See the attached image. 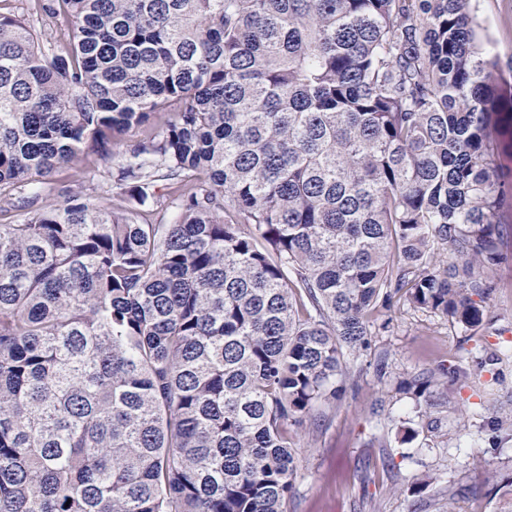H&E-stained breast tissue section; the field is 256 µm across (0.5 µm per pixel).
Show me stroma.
Instances as JSON below:
<instances>
[{
    "label": "stroma",
    "mask_w": 512,
    "mask_h": 512,
    "mask_svg": "<svg viewBox=\"0 0 512 512\" xmlns=\"http://www.w3.org/2000/svg\"><path fill=\"white\" fill-rule=\"evenodd\" d=\"M472 6L488 49L501 63L511 61L512 0H473ZM0 12L25 18L44 39L67 38L62 18L34 10L31 0H0ZM139 138L130 133L109 159L81 154L75 166L48 177L47 194L80 187L92 202L112 204V173L126 144ZM504 221L490 323L472 336L402 306L377 316L370 349L349 363L353 384L322 408L317 423L293 431L298 474L288 512H512V434L494 425L497 411L512 407V211ZM471 350L486 358L484 368L472 364ZM382 360L387 368L380 378ZM451 362L460 373L441 397V430L402 442L403 421L420 410L401 383ZM427 472L436 480L424 487L419 479Z\"/></svg>",
    "instance_id": "obj_1"
}]
</instances>
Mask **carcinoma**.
Here are the masks:
<instances>
[{
	"mask_svg": "<svg viewBox=\"0 0 512 512\" xmlns=\"http://www.w3.org/2000/svg\"><path fill=\"white\" fill-rule=\"evenodd\" d=\"M0 13V512H288L291 430L343 392L373 313L476 335L502 260L512 69L472 0H35ZM112 189L11 219L103 158ZM448 251L439 261L435 250ZM423 369L403 390L438 430ZM32 0H0V12L20 16L26 19L30 28L43 39H55L61 42L68 39L64 31L62 18L51 14L36 12ZM140 138H143L140 131L130 133L123 144L112 149V159H103L84 150L76 166L60 169L47 178V183L44 184L46 194L51 199L62 200L58 194L61 187H83L84 192L91 195L92 202L101 205L115 204L117 201L110 190L112 171L119 164L127 145L136 143Z\"/></svg>",
	"mask_w": 512,
	"mask_h": 512,
	"instance_id": "obj_1",
	"label": "carcinoma"
}]
</instances>
